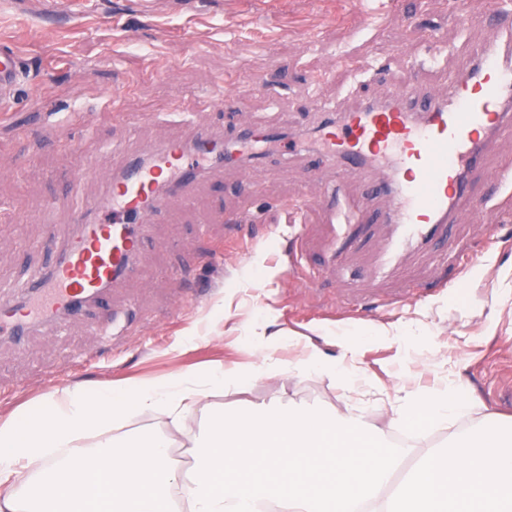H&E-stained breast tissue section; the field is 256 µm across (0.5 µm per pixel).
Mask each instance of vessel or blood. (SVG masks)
<instances>
[{"label":"vessel or blood","instance_id":"obj_1","mask_svg":"<svg viewBox=\"0 0 512 512\" xmlns=\"http://www.w3.org/2000/svg\"><path fill=\"white\" fill-rule=\"evenodd\" d=\"M503 0H485L483 15L499 20L496 41L474 50L469 64L452 74L447 94L423 79L420 62L391 96L363 101L319 125L318 178L336 196L351 177L363 176L367 194L360 211L374 262L369 276L387 280L401 263L444 243L449 225L462 218L491 221L497 211L478 181L505 185L512 201V169L489 167L497 144L512 138V22ZM23 81L21 61L0 43V112H9ZM268 132L239 123L213 130L198 117L188 138L174 139L125 158L112 170L102 210L107 220L71 213L73 230L53 263L31 274L22 300L0 301V335L22 339L38 325L94 312L109 305L114 285L134 276L144 259L148 225L173 208L190 209L202 175L197 153L214 171L234 165L232 144L263 142Z\"/></svg>","mask_w":512,"mask_h":512}]
</instances>
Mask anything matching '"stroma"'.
<instances>
[{
    "mask_svg": "<svg viewBox=\"0 0 512 512\" xmlns=\"http://www.w3.org/2000/svg\"><path fill=\"white\" fill-rule=\"evenodd\" d=\"M481 10L482 0H0V38L19 47L29 75L14 112L0 118V295L20 298L29 271L48 267L55 242L44 202L82 177L86 161L99 169L84 183L92 203L114 160L136 144L181 135L201 113L218 126L246 120L309 138L316 101L340 110L378 98L408 73L410 58L424 56L428 84L447 91L446 74L496 36ZM407 14L413 25H405ZM426 32L441 36L430 57L421 44ZM398 44L406 55L394 54ZM335 55L343 64L330 76ZM166 70L172 79L163 78ZM221 82L249 92L247 112L233 102L211 105L207 93ZM115 87L125 90L117 100L106 95ZM34 93L54 111L32 109ZM62 112L80 152L56 136ZM364 190L353 182L334 202H320L309 158L273 177L261 168L246 178L236 171L206 177L194 210L172 209L145 241L142 274L112 294L136 309L134 323L113 327L106 313L37 327L20 345L0 337V422L74 386L98 390L253 361L256 334L270 316L281 333L280 360L309 343L337 356L329 337L345 333L361 367L389 389L429 394L450 379L461 398L512 421V402L500 391L512 379V235L489 249L488 225L462 220L449 226L439 252L407 262L392 282L365 278V294L354 300L345 277L321 264L328 225L370 223L352 210ZM301 193L312 206L284 208ZM247 198L260 218L242 214ZM16 206L23 221L5 216ZM292 254L299 274L315 275L311 287L286 285L282 268ZM470 257L476 268L460 278L459 264ZM378 290L415 299L388 310L374 305ZM380 326L393 342L375 339ZM283 390L300 403H340L339 391L318 375L287 389L260 376L244 397L261 401ZM126 428L166 434L174 466H191L198 422L176 428L143 413Z\"/></svg>",
    "mask_w": 512,
    "mask_h": 512,
    "instance_id": "1",
    "label": "stroma"
}]
</instances>
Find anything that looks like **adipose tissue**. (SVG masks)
I'll return each mask as SVG.
<instances>
[{
	"mask_svg": "<svg viewBox=\"0 0 512 512\" xmlns=\"http://www.w3.org/2000/svg\"><path fill=\"white\" fill-rule=\"evenodd\" d=\"M256 362L204 374L171 373L137 386L62 391L39 424L0 423V512H512V422L457 397L453 383L435 394L390 395L359 365L352 340L334 337L339 359L310 344L289 362L275 356L277 334H263ZM327 378L344 406L322 408L274 398L224 411L213 392L242 393L259 376ZM379 398L388 424L427 421L448 445L418 456L414 472L390 494L381 489L400 452L387 426L369 420ZM158 412L173 426L197 416L194 462L181 474L166 436H113L136 413Z\"/></svg>",
	"mask_w": 512,
	"mask_h": 512,
	"instance_id": "adipose-tissue-1",
	"label": "adipose tissue"
}]
</instances>
